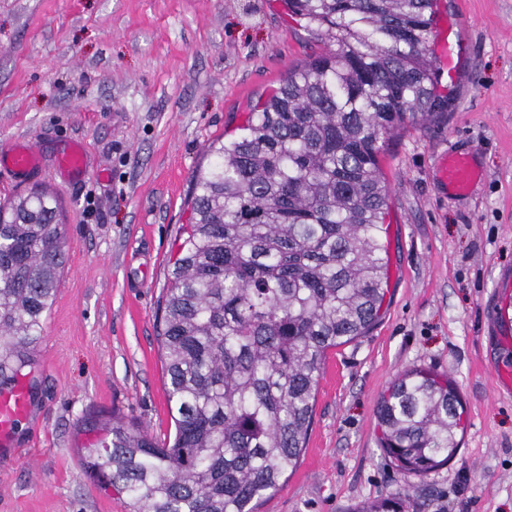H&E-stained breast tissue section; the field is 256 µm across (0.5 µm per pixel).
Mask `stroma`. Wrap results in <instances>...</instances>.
Segmentation results:
<instances>
[{
	"label": "stroma",
	"mask_w": 512,
	"mask_h": 512,
	"mask_svg": "<svg viewBox=\"0 0 512 512\" xmlns=\"http://www.w3.org/2000/svg\"><path fill=\"white\" fill-rule=\"evenodd\" d=\"M455 23L454 76L439 116L387 136L389 303L328 352L295 468L259 512H353L395 495L406 512H512V0H439ZM326 45L281 0H0V150L24 140L68 225L66 267L33 356L36 410L0 451V512H128L82 469L79 430L115 416L158 440L174 424L157 340L170 257L191 216L193 172L292 67ZM83 142L91 169L54 158ZM482 177L451 193L437 161ZM25 186V187H28ZM25 187L0 175V199ZM448 376L465 405L457 456L425 476L379 446L378 401L405 370ZM55 168L68 178H81L87 172L88 156L81 143L70 144L55 158Z\"/></svg>",
	"instance_id": "obj_1"
}]
</instances>
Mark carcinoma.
Wrapping results in <instances>:
<instances>
[{
    "mask_svg": "<svg viewBox=\"0 0 512 512\" xmlns=\"http://www.w3.org/2000/svg\"><path fill=\"white\" fill-rule=\"evenodd\" d=\"M335 50L288 70L192 176L160 304L174 436L94 420L87 472L129 512H256L300 459L329 350L366 335L387 289L384 138L432 115L435 0H283ZM55 195L0 202V389L34 364L65 264ZM383 448L423 476L458 451L453 385L419 368L378 407ZM356 512H403L392 497Z\"/></svg>",
    "mask_w": 512,
    "mask_h": 512,
    "instance_id": "obj_1",
    "label": "carcinoma"
}]
</instances>
